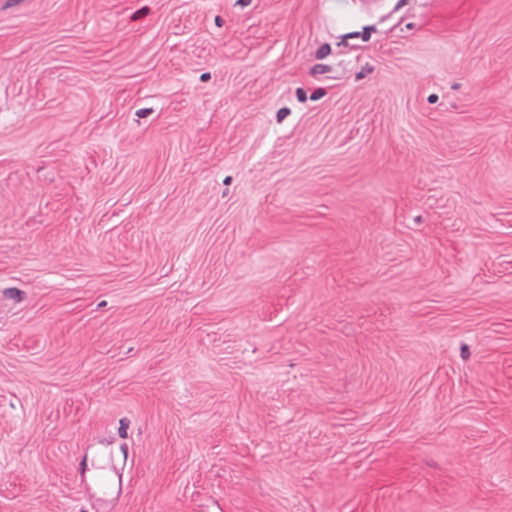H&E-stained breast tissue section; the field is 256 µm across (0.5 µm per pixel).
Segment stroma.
Here are the masks:
<instances>
[{"mask_svg":"<svg viewBox=\"0 0 512 512\" xmlns=\"http://www.w3.org/2000/svg\"><path fill=\"white\" fill-rule=\"evenodd\" d=\"M0 512H512V0H0Z\"/></svg>","mask_w":512,"mask_h":512,"instance_id":"obj_1","label":"stroma"}]
</instances>
